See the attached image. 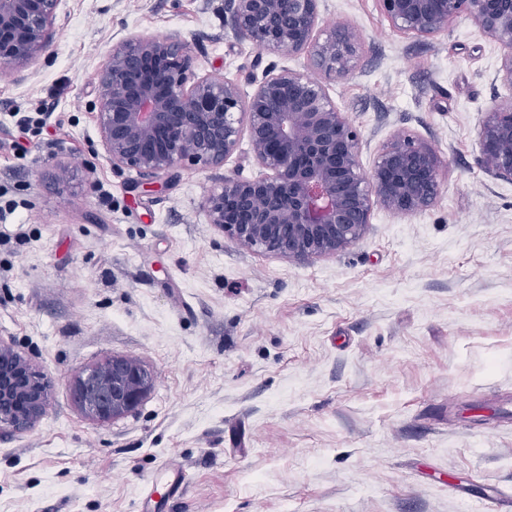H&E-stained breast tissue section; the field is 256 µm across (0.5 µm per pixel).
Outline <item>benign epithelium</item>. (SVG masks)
<instances>
[{
	"label": "benign epithelium",
	"instance_id": "1",
	"mask_svg": "<svg viewBox=\"0 0 512 512\" xmlns=\"http://www.w3.org/2000/svg\"><path fill=\"white\" fill-rule=\"evenodd\" d=\"M394 31L437 36L463 16L503 51L501 79L512 86V0H378ZM61 0H0V64L21 66L51 37ZM319 0H225L232 29L269 54L305 53L310 68L268 73L252 95L237 81L201 76L177 34L130 36L113 45L98 75L97 122L106 159L150 179L181 164L218 168L247 132L263 173L226 176L206 200L209 223L235 241L302 263L347 249L364 234L372 209L431 207L441 161L409 135L383 145L363 173L360 136L330 97L362 44L339 25L320 38ZM484 168L512 181V102L488 113L481 133ZM152 373L126 358L90 366L76 380L82 409L106 422L137 409ZM49 384L31 362L0 340V432L30 429L44 415Z\"/></svg>",
	"mask_w": 512,
	"mask_h": 512
}]
</instances>
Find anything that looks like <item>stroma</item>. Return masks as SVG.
Wrapping results in <instances>:
<instances>
[{"instance_id":"obj_1","label":"stroma","mask_w":512,"mask_h":512,"mask_svg":"<svg viewBox=\"0 0 512 512\" xmlns=\"http://www.w3.org/2000/svg\"><path fill=\"white\" fill-rule=\"evenodd\" d=\"M355 27L329 94L372 173L399 135L439 155L425 211L375 207L350 248L305 263L209 224L223 167L181 165L149 189L106 159L98 73L113 44L179 34L199 74L253 93L303 70L226 23L224 0H62L49 46L0 71V340L47 378L46 415L0 433V512H139L164 465L186 472L158 512H484L512 498V182L481 163L488 112L512 99L475 21L428 40L377 0H320ZM74 173L61 182L62 168ZM113 357L149 369L133 412L99 423L73 381Z\"/></svg>"}]
</instances>
